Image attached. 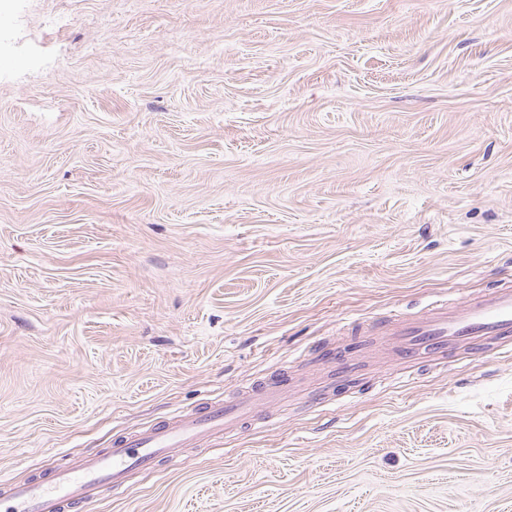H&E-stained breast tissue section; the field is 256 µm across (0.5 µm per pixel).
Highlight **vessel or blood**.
<instances>
[{"label":"vessel or blood","instance_id":"vessel-or-blood-1","mask_svg":"<svg viewBox=\"0 0 512 512\" xmlns=\"http://www.w3.org/2000/svg\"><path fill=\"white\" fill-rule=\"evenodd\" d=\"M370 332L389 337L400 359L416 364L442 356L460 344L476 345L495 338L512 340V289L497 288L459 302L436 304L411 317H392L371 324ZM287 375L211 403L205 410L183 412L113 442L111 447L50 467L26 485L0 483V512H69L92 502L102 489L120 494L135 469H149L182 448L203 445L217 433L235 434L253 419L258 404L279 405L288 399Z\"/></svg>","mask_w":512,"mask_h":512}]
</instances>
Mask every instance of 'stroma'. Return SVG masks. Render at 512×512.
<instances>
[{
    "label": "stroma",
    "instance_id": "1",
    "mask_svg": "<svg viewBox=\"0 0 512 512\" xmlns=\"http://www.w3.org/2000/svg\"><path fill=\"white\" fill-rule=\"evenodd\" d=\"M509 287L512 0H0V481L284 371L77 512H512V349L366 334Z\"/></svg>",
    "mask_w": 512,
    "mask_h": 512
}]
</instances>
